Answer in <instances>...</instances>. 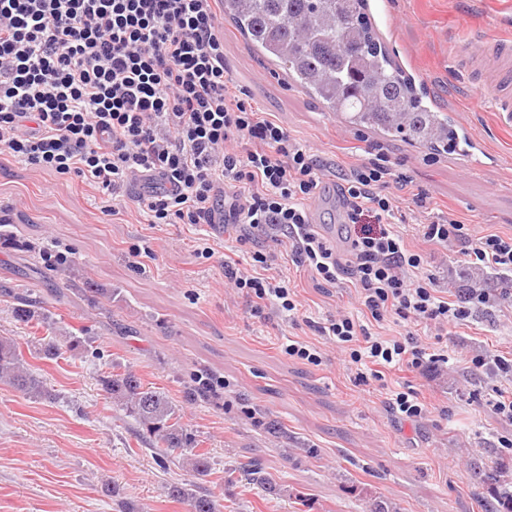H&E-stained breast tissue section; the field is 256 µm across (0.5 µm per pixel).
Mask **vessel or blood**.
Returning a JSON list of instances; mask_svg holds the SVG:
<instances>
[{
	"instance_id": "b4317fda",
	"label": "vessel or blood",
	"mask_w": 512,
	"mask_h": 512,
	"mask_svg": "<svg viewBox=\"0 0 512 512\" xmlns=\"http://www.w3.org/2000/svg\"><path fill=\"white\" fill-rule=\"evenodd\" d=\"M372 6L387 40L393 46L391 57L404 80L412 86L429 87L430 82L421 72L409 44L403 40L386 0H373ZM452 54L469 69L480 73L494 84L496 93L491 100L492 110L500 125L512 127V37H504L487 44L463 41L453 47ZM447 111L453 120V128L463 143L460 160L470 169H480L483 157L488 151L485 142L471 132L468 124L462 120L456 104H448Z\"/></svg>"
}]
</instances>
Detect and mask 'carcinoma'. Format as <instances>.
Segmentation results:
<instances>
[{
	"label": "carcinoma",
	"instance_id": "cac0c4a2",
	"mask_svg": "<svg viewBox=\"0 0 512 512\" xmlns=\"http://www.w3.org/2000/svg\"><path fill=\"white\" fill-rule=\"evenodd\" d=\"M224 16L245 38L248 46L275 67L284 69L291 84L325 108L339 111L347 124L373 129L387 139H404L431 152H443L456 142L445 112L430 111L422 98L408 92L390 53L377 36L365 0H221ZM42 301L29 295L17 297L13 307L17 321L45 322ZM89 340L69 335L43 348L47 359H59L80 351ZM0 381L29 397L46 398L40 377L34 375L18 342L0 336ZM103 391L125 415L133 418L149 436L161 441L168 452L184 457L189 470L199 476L210 469L208 454L196 451L198 442L180 422L168 396L146 387L131 371L109 372L100 379ZM238 471L251 484L275 492L277 487L262 462L246 457ZM492 482L498 508L512 512V482L487 477ZM167 494L188 507V512H217L207 494L171 486Z\"/></svg>",
	"mask_w": 512,
	"mask_h": 512
}]
</instances>
